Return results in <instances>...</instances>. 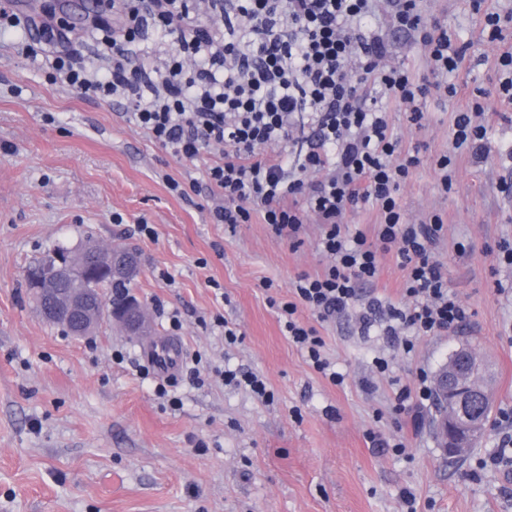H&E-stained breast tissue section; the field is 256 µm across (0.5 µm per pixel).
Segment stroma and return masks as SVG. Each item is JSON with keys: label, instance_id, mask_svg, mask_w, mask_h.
Instances as JSON below:
<instances>
[{"label": "stroma", "instance_id": "35a3bbf8", "mask_svg": "<svg viewBox=\"0 0 512 512\" xmlns=\"http://www.w3.org/2000/svg\"><path fill=\"white\" fill-rule=\"evenodd\" d=\"M419 8L469 46L449 82L485 89L488 109L500 114L481 158L457 157L445 194L432 160L447 153L453 114L467 97L454 105L428 99L430 118L420 129L407 124L402 107L385 105L394 137L421 149L399 202L414 222L442 215L436 256L471 320L420 338L407 355L379 328L362 333L355 316L322 322L302 311L346 376L337 386L306 363L268 303L287 297L298 273L325 264L317 224L306 225L295 246L258 215L233 232L211 223L207 186L172 194L167 178L199 179L202 167L150 141L120 106L52 82V53L32 58L19 50L51 19L68 30L71 49L91 55L94 0H17L22 25L0 31V512H405V490L416 512H512V480L494 470L469 477L493 448V430L456 459L436 441L428 408L403 453L367 438L399 434L392 378L409 380L419 366L436 371L465 341L493 363L495 408H512V340L503 334L512 302L494 286L511 280L512 269L495 268L492 256L500 240L512 242V198L498 190L512 179V104L492 84L505 46L486 41L472 0H420ZM379 9L374 30L388 46V64L426 75L423 51L396 24L391 0ZM143 223L153 236L138 233ZM88 235L137 248L130 292L152 335H175L184 355L260 375L272 401L212 377L193 383L181 370L171 391L179 404L171 406L137 372L142 339L108 322L76 338L43 320L25 287L26 267ZM460 243L465 253L457 252ZM172 311L182 321L175 334ZM219 314L236 324L240 341L225 342ZM378 355L390 360L387 375L374 371ZM366 380L374 390L363 389Z\"/></svg>", "mask_w": 512, "mask_h": 512}]
</instances>
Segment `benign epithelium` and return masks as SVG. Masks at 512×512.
<instances>
[{
  "mask_svg": "<svg viewBox=\"0 0 512 512\" xmlns=\"http://www.w3.org/2000/svg\"><path fill=\"white\" fill-rule=\"evenodd\" d=\"M35 287L49 300L43 307V314L51 321L67 323L74 336H86L100 324V316L91 309L85 294L75 291L57 301L56 283L39 280ZM108 319L118 323L127 333L145 332L148 329L143 308L131 301L121 308L109 310ZM434 386L445 396L448 395V388L455 389V413L438 420L435 434L446 451L458 454L465 447L463 436L478 428L476 407L484 400L487 390L483 359L467 349L457 350L455 363L438 371Z\"/></svg>",
  "mask_w": 512,
  "mask_h": 512,
  "instance_id": "benign-epithelium-1",
  "label": "benign epithelium"
}]
</instances>
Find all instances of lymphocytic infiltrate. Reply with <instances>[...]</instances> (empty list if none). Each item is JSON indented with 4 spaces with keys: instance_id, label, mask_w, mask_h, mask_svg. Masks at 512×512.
Listing matches in <instances>:
<instances>
[{
    "instance_id": "f902f5d3",
    "label": "lymphocytic infiltrate",
    "mask_w": 512,
    "mask_h": 512,
    "mask_svg": "<svg viewBox=\"0 0 512 512\" xmlns=\"http://www.w3.org/2000/svg\"><path fill=\"white\" fill-rule=\"evenodd\" d=\"M400 27L418 33L429 78L386 62L373 35L376 0H97L94 39L107 68L87 67L65 27L46 21L36 43L55 45L54 80L88 96L118 100L128 121L180 160L203 162L204 176L221 198L212 223L229 229L261 214L280 237L298 240L305 224L321 226L327 262L299 273L291 298L270 299L289 341L310 367L334 385L345 382L325 355V342L300 309L327 321L376 284L382 256L406 269L403 302L374 297L360 329L412 351L420 336L464 326L469 314L448 289L435 257L441 215L409 222L397 192L421 163L419 148L403 149L383 108L393 100L409 125L429 120L423 107L434 93L456 100L449 82L467 58L438 20L426 19L416 0H399ZM481 103L456 111L452 152L434 160L442 191L453 186L455 154L487 136ZM370 204L379 219L370 229L345 224L347 212Z\"/></svg>"
}]
</instances>
